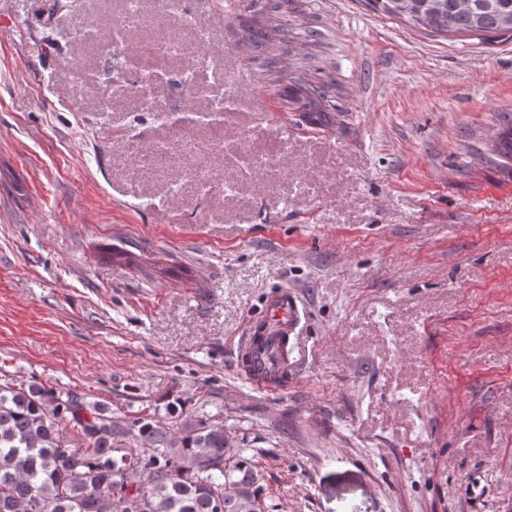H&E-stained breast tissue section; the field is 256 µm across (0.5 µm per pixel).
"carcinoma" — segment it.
I'll return each instance as SVG.
<instances>
[{
    "instance_id": "obj_1",
    "label": "carcinoma",
    "mask_w": 512,
    "mask_h": 512,
    "mask_svg": "<svg viewBox=\"0 0 512 512\" xmlns=\"http://www.w3.org/2000/svg\"><path fill=\"white\" fill-rule=\"evenodd\" d=\"M387 17L435 34L488 37L512 32V0H368ZM276 14L242 25L244 41H269ZM301 83L297 110L319 111ZM493 153L512 160V120L496 128ZM256 346L288 356V337L257 330ZM72 430L81 444L66 436ZM0 512H270L258 471L203 418L177 424L138 417L123 424L81 394L35 380H0Z\"/></svg>"
}]
</instances>
